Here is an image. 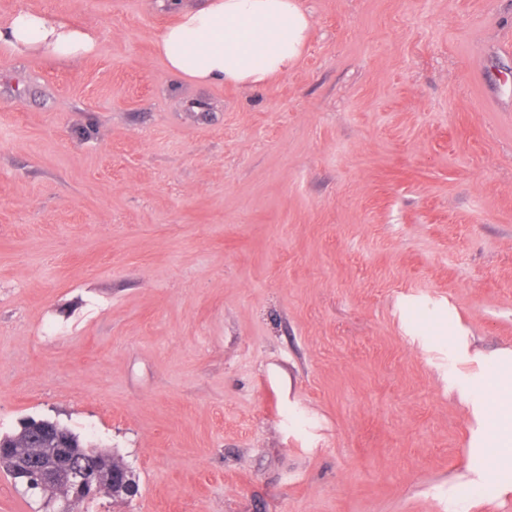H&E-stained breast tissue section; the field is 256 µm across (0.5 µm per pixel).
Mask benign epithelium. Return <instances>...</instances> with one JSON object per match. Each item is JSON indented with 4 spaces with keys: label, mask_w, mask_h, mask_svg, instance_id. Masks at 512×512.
<instances>
[{
    "label": "benign epithelium",
    "mask_w": 512,
    "mask_h": 512,
    "mask_svg": "<svg viewBox=\"0 0 512 512\" xmlns=\"http://www.w3.org/2000/svg\"><path fill=\"white\" fill-rule=\"evenodd\" d=\"M54 464H36L31 472H23L25 487L36 491L44 486H56L63 490L57 512H74L76 506L95 495L103 481L112 485V497L118 498L133 492L136 481L132 472L124 465L112 467L106 473L102 465L93 457L76 459L68 448L53 449Z\"/></svg>",
    "instance_id": "benign-epithelium-1"
}]
</instances>
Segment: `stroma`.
Segmentation results:
<instances>
[{"mask_svg":"<svg viewBox=\"0 0 512 512\" xmlns=\"http://www.w3.org/2000/svg\"><path fill=\"white\" fill-rule=\"evenodd\" d=\"M268 85L169 71L158 0H0V435L48 418L137 496L80 512H512L448 387L512 349V0H302ZM96 36L45 14L20 10L0 22V46L46 56L81 57L96 48Z\"/></svg>","mask_w":512,"mask_h":512,"instance_id":"stroma-1","label":"stroma"}]
</instances>
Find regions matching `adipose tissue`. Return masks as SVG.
I'll return each instance as SVG.
<instances>
[{
  "mask_svg": "<svg viewBox=\"0 0 512 512\" xmlns=\"http://www.w3.org/2000/svg\"><path fill=\"white\" fill-rule=\"evenodd\" d=\"M311 31L301 0H205L180 6L156 46L168 69L202 83L268 84L294 66ZM94 34L45 14L16 12L0 22V46L46 56L92 53ZM448 384L471 407L475 445L498 449L506 464L492 477L495 491H512V350L484 356L465 340L458 316L448 318Z\"/></svg>",
  "mask_w": 512,
  "mask_h": 512,
  "instance_id": "1",
  "label": "adipose tissue"
}]
</instances>
